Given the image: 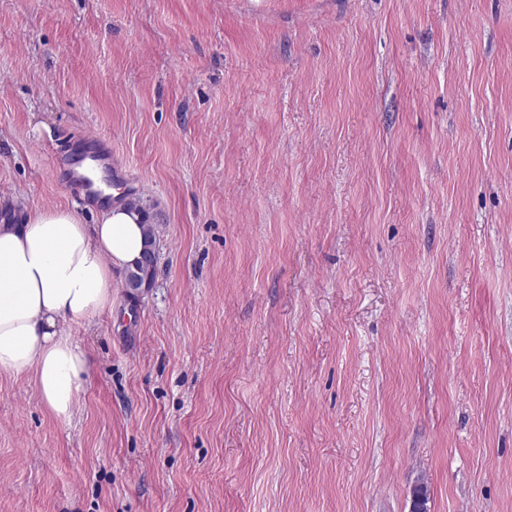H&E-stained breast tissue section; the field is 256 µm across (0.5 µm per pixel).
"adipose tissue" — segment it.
Here are the masks:
<instances>
[{
    "mask_svg": "<svg viewBox=\"0 0 512 512\" xmlns=\"http://www.w3.org/2000/svg\"><path fill=\"white\" fill-rule=\"evenodd\" d=\"M144 249L142 217L106 207L98 223L72 210L35 209L0 224V377H32L58 419H71L88 357L67 329L112 308V272Z\"/></svg>",
    "mask_w": 512,
    "mask_h": 512,
    "instance_id": "ef3b65f1",
    "label": "adipose tissue"
}]
</instances>
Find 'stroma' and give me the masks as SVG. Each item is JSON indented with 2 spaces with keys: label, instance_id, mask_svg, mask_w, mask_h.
Masks as SVG:
<instances>
[{
  "label": "stroma",
  "instance_id": "obj_1",
  "mask_svg": "<svg viewBox=\"0 0 512 512\" xmlns=\"http://www.w3.org/2000/svg\"><path fill=\"white\" fill-rule=\"evenodd\" d=\"M83 135L156 276L70 421L0 377V512H512V0H0V221Z\"/></svg>",
  "mask_w": 512,
  "mask_h": 512
}]
</instances>
